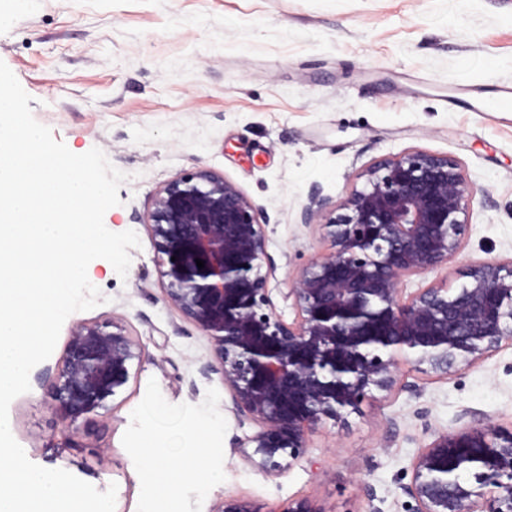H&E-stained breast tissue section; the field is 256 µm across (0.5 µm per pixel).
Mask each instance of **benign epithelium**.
<instances>
[{
	"label": "benign epithelium",
	"mask_w": 512,
	"mask_h": 512,
	"mask_svg": "<svg viewBox=\"0 0 512 512\" xmlns=\"http://www.w3.org/2000/svg\"><path fill=\"white\" fill-rule=\"evenodd\" d=\"M360 177L364 185L337 208L319 189L309 194L302 224L322 225L333 250L294 276L292 323L277 315L268 288V215L233 181L207 168L183 173L141 218L165 302L210 342L213 360L202 372L221 374L231 411L256 426L238 445L268 476L304 457L315 426L344 422L368 396L392 391L401 363L446 379L512 348V261L471 264L455 288H399L461 252L473 186L459 162L411 151ZM141 354L120 316L76 322L54 381L55 408L72 426L107 413ZM402 491L415 512H512V429L473 415L433 432ZM213 512L264 510L230 495ZM277 512L325 510L301 497Z\"/></svg>",
	"instance_id": "7a95c632"
}]
</instances>
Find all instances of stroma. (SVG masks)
I'll return each instance as SVG.
<instances>
[{
    "mask_svg": "<svg viewBox=\"0 0 512 512\" xmlns=\"http://www.w3.org/2000/svg\"><path fill=\"white\" fill-rule=\"evenodd\" d=\"M0 61L31 96L35 119L76 154L100 148L127 174L106 227L134 231L140 248L119 277L93 260L90 282L106 301L66 319L122 315L142 357L106 417L67 426L53 385L64 348L30 373L9 408L28 458L106 490L115 512H137L141 484L122 445L149 379L166 401L200 404L220 390L226 479L205 498L212 512L233 494L277 512L307 497L326 512H368L366 486L383 512H412L401 487L435 430L476 413L512 427V349L435 379L404 365L391 392L374 394L347 423L309 433L304 462L270 477L243 459L234 439L252 434L229 409L209 341L164 301L157 254L141 222L155 193L181 173L208 168L268 213V286L288 322L297 270L328 253L322 226L302 224L311 187L340 204L361 172L383 157L420 150L454 158L475 191L461 255L405 278V292L457 286L468 265L512 260V112H475L454 102L512 84V0H33L0 29Z\"/></svg>",
    "mask_w": 512,
    "mask_h": 512,
    "instance_id": "1",
    "label": "stroma"
}]
</instances>
